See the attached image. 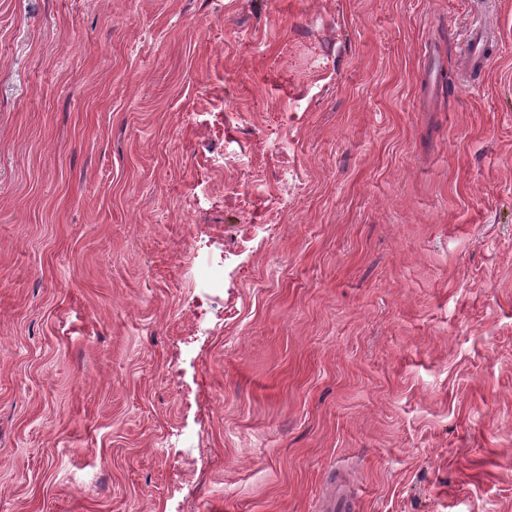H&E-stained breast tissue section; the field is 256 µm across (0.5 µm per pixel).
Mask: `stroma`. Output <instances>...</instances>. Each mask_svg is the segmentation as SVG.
Wrapping results in <instances>:
<instances>
[{
    "mask_svg": "<svg viewBox=\"0 0 512 512\" xmlns=\"http://www.w3.org/2000/svg\"><path fill=\"white\" fill-rule=\"evenodd\" d=\"M339 479L512 512V0H0V512ZM491 38V33L484 28H475L468 32L465 46L470 50V64L472 68H485L489 58L485 46ZM195 275L201 288H223L224 262L200 264Z\"/></svg>",
    "mask_w": 512,
    "mask_h": 512,
    "instance_id": "35a3bbf8",
    "label": "stroma"
}]
</instances>
